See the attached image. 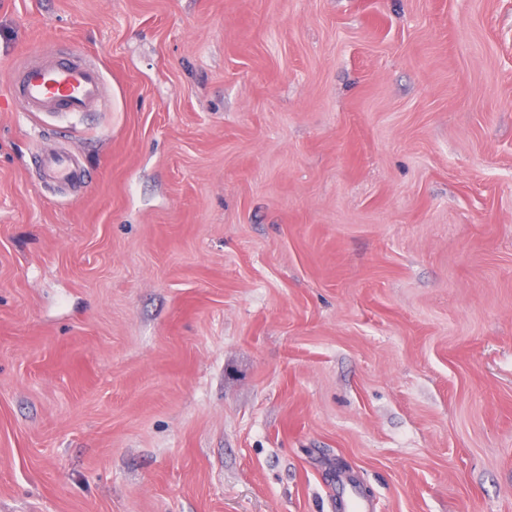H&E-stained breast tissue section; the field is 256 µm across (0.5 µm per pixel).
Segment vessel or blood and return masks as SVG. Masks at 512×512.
Returning a JSON list of instances; mask_svg holds the SVG:
<instances>
[{"label":"vessel or blood","instance_id":"1","mask_svg":"<svg viewBox=\"0 0 512 512\" xmlns=\"http://www.w3.org/2000/svg\"><path fill=\"white\" fill-rule=\"evenodd\" d=\"M10 94L23 111L53 118L101 111L106 102L105 79L97 62L81 52L43 54L16 68ZM47 179L68 187L73 195L84 192L87 176L72 156L43 154ZM338 512H376L372 500L349 490L348 478L337 482Z\"/></svg>","mask_w":512,"mask_h":512}]
</instances>
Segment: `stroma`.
Listing matches in <instances>:
<instances>
[{
  "label": "stroma",
  "mask_w": 512,
  "mask_h": 512,
  "mask_svg": "<svg viewBox=\"0 0 512 512\" xmlns=\"http://www.w3.org/2000/svg\"><path fill=\"white\" fill-rule=\"evenodd\" d=\"M73 49L109 106L21 111ZM342 473L512 512V0H0V512H336ZM44 175L51 181L68 187L72 195L77 196L84 192L87 176L82 170L75 156L42 155Z\"/></svg>",
  "instance_id": "stroma-1"
}]
</instances>
